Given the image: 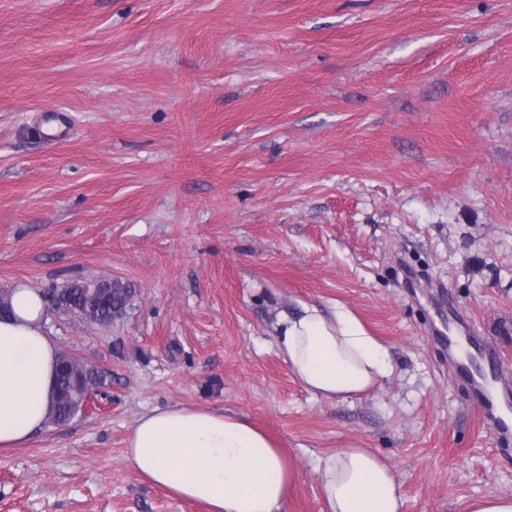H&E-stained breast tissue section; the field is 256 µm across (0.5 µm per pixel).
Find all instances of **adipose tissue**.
Instances as JSON below:
<instances>
[{
  "instance_id": "1",
  "label": "adipose tissue",
  "mask_w": 512,
  "mask_h": 512,
  "mask_svg": "<svg viewBox=\"0 0 512 512\" xmlns=\"http://www.w3.org/2000/svg\"><path fill=\"white\" fill-rule=\"evenodd\" d=\"M12 312L0 318V450L18 447L48 417L59 357L44 332L41 293L24 283L11 290ZM276 348L314 396L348 400L393 369L388 346L346 306L303 302L280 311ZM128 468L156 488L202 502L210 512H284L295 473L281 448L247 419L229 411L174 405L143 414L126 439ZM326 512H402L395 471L367 448L319 455Z\"/></svg>"
}]
</instances>
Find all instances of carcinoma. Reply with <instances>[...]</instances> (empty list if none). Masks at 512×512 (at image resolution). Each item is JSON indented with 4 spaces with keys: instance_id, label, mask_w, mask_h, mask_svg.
<instances>
[{
    "instance_id": "1",
    "label": "carcinoma",
    "mask_w": 512,
    "mask_h": 512,
    "mask_svg": "<svg viewBox=\"0 0 512 512\" xmlns=\"http://www.w3.org/2000/svg\"><path fill=\"white\" fill-rule=\"evenodd\" d=\"M64 294L71 297L82 310L80 317L86 321L108 327L114 318L123 314L133 297V288L121 280H106L99 291L85 288L77 281L67 286ZM105 385L104 376L94 368L78 361L74 356L60 354L52 392L50 422L60 425L73 417L75 400L86 390Z\"/></svg>"
}]
</instances>
